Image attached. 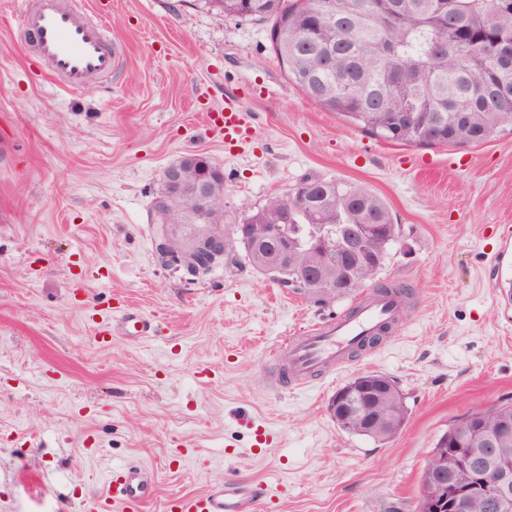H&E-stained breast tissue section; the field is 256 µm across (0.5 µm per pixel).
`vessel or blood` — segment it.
<instances>
[{"label": "vessel or blood", "instance_id": "vessel-or-blood-1", "mask_svg": "<svg viewBox=\"0 0 512 512\" xmlns=\"http://www.w3.org/2000/svg\"><path fill=\"white\" fill-rule=\"evenodd\" d=\"M19 20L26 39V52L43 67L56 89L65 93L83 90L111 78L124 51L111 42L105 25L87 9L82 0H21ZM208 123L222 132L226 146L243 141L247 127L241 110L226 106L207 115ZM406 298L393 293L367 295L353 314L313 325L287 337L288 380L296 389L306 387L319 371L342 365L351 350L368 338L379 335L382 325L396 323ZM153 331L141 313L124 310L107 327V334L142 336ZM153 494L147 470L139 465L112 469L103 491L95 501V512H139ZM269 500L264 487H250L234 481L201 495L177 498V512H244L251 499Z\"/></svg>", "mask_w": 512, "mask_h": 512}]
</instances>
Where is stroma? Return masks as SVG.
Masks as SVG:
<instances>
[{"label":"stroma","mask_w":512,"mask_h":512,"mask_svg":"<svg viewBox=\"0 0 512 512\" xmlns=\"http://www.w3.org/2000/svg\"><path fill=\"white\" fill-rule=\"evenodd\" d=\"M18 11L0 0V512H82L124 464L154 475L142 512L230 480L277 486L273 512H415L438 438L512 398V131L464 147L381 140L304 96L264 24L196 0H112L102 20L123 62L62 93L26 56ZM228 103L249 131L231 150L205 120ZM193 153L224 172L228 234L306 177L381 197L401 234L372 285L409 298L393 343L306 390L274 385V346L354 299L161 264L152 199ZM123 308L154 334L102 341ZM368 372L408 407L383 445L327 410Z\"/></svg>","instance_id":"1"}]
</instances>
